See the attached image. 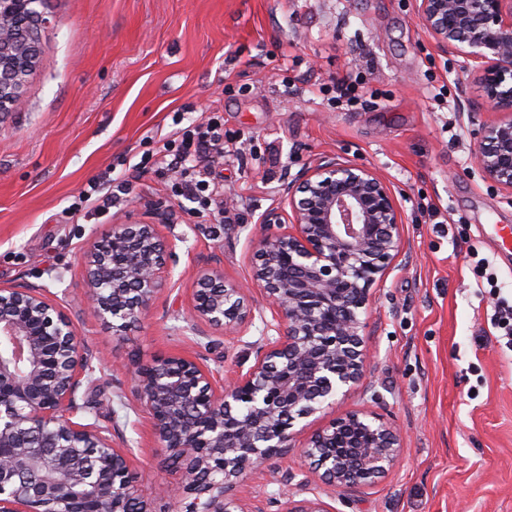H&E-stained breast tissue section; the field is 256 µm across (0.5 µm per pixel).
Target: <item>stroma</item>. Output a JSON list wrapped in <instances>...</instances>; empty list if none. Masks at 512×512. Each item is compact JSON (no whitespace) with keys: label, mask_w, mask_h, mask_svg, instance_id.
Masks as SVG:
<instances>
[{"label":"stroma","mask_w":512,"mask_h":512,"mask_svg":"<svg viewBox=\"0 0 512 512\" xmlns=\"http://www.w3.org/2000/svg\"><path fill=\"white\" fill-rule=\"evenodd\" d=\"M51 22L16 112L0 114V288L37 286L74 324L90 370L77 421L124 449L153 512H180L159 490L151 420L120 363L181 353L231 376L247 372L262 321L241 336H202L189 318L199 271L248 284L256 223L285 183L325 154L372 167L410 221L408 267L374 289L361 387L310 417L295 449L247 471L245 512H284L283 496L320 497L336 512H512V351L495 340L496 298L512 302V199L472 157L463 99L479 102L470 69L437 50L414 0H38ZM360 99L331 101L337 83ZM224 119L216 181L235 208L212 237L194 203L147 173L108 215L59 223L90 180L119 178L172 130ZM165 201L171 274L144 318L115 334L87 314L81 263L113 220ZM489 259L492 279L477 277ZM378 414L401 436L398 468L339 494L299 455L312 430L349 411Z\"/></svg>","instance_id":"obj_1"}]
</instances>
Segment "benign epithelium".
I'll use <instances>...</instances> for the list:
<instances>
[{
    "mask_svg": "<svg viewBox=\"0 0 512 512\" xmlns=\"http://www.w3.org/2000/svg\"><path fill=\"white\" fill-rule=\"evenodd\" d=\"M39 0H0V112L20 107L50 21ZM415 17L438 49L475 63L482 123L473 160L483 178L512 195V0H415ZM170 208L150 220L117 218L112 249L83 255L87 308L124 332L139 322L169 277L172 247L162 235ZM251 287L277 307L276 337L255 364L228 380L182 354L132 366L163 463L178 480L161 489L183 512H245L235 495L245 473L292 447V428L364 376L362 332L371 290L403 254L406 216L389 181L337 155L319 157L284 185L279 206L258 220ZM190 317L224 334L255 319L248 289L207 270ZM89 370L70 318L41 289L0 288V512H152L126 452L103 431L73 420ZM303 453L338 491L391 471L400 435L374 413L351 412L315 430ZM286 512H335L316 496L286 501Z\"/></svg>",
    "mask_w": 512,
    "mask_h": 512,
    "instance_id": "benign-epithelium-1",
    "label": "benign epithelium"
}]
</instances>
